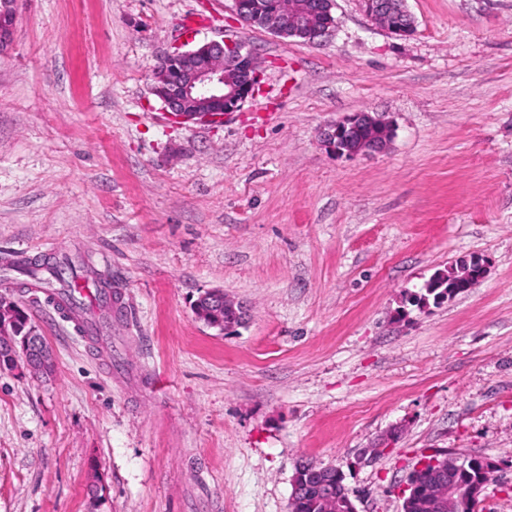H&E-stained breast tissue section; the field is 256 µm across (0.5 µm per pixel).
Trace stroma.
Returning <instances> with one entry per match:
<instances>
[{
	"label": "stroma",
	"instance_id": "obj_1",
	"mask_svg": "<svg viewBox=\"0 0 512 512\" xmlns=\"http://www.w3.org/2000/svg\"><path fill=\"white\" fill-rule=\"evenodd\" d=\"M335 3L308 44L233 0H19L0 261L82 255L112 301L95 334L0 275L54 362L0 369V512H289L302 462L341 467L358 512H401L438 451L512 477V0H407L406 38ZM224 36L258 92L220 123L163 111L160 57ZM356 112L395 137L336 156L321 134ZM474 259L472 288L410 304ZM213 289L243 326L196 317Z\"/></svg>",
	"mask_w": 512,
	"mask_h": 512
}]
</instances>
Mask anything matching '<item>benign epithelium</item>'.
I'll return each mask as SVG.
<instances>
[{
  "mask_svg": "<svg viewBox=\"0 0 512 512\" xmlns=\"http://www.w3.org/2000/svg\"><path fill=\"white\" fill-rule=\"evenodd\" d=\"M406 0H370L366 9L370 18L380 20L391 33L407 37L415 26L400 20L399 4ZM237 20L245 25L258 21L264 30L277 37L299 36L317 43L335 26L332 10L335 0H277L260 17L252 0H233ZM260 84L257 58L245 43L227 38L211 39L189 49H176L164 56L153 73L152 91L162 109L183 120L204 119L222 122L224 116L238 112L254 96ZM392 137L391 126L367 112H357L336 122L324 133V142L338 155L356 157L364 152L383 151ZM226 321L222 330L243 322L244 307L222 293ZM20 311L16 304L0 297V364L18 366V358L33 372L45 370L46 358L41 339L16 334ZM464 457L438 452L431 461L436 478L428 486V495L438 512H457L465 505L479 510L485 486L465 488L456 480Z\"/></svg>",
  "mask_w": 512,
  "mask_h": 512,
  "instance_id": "benign-epithelium-1",
  "label": "benign epithelium"
}]
</instances>
